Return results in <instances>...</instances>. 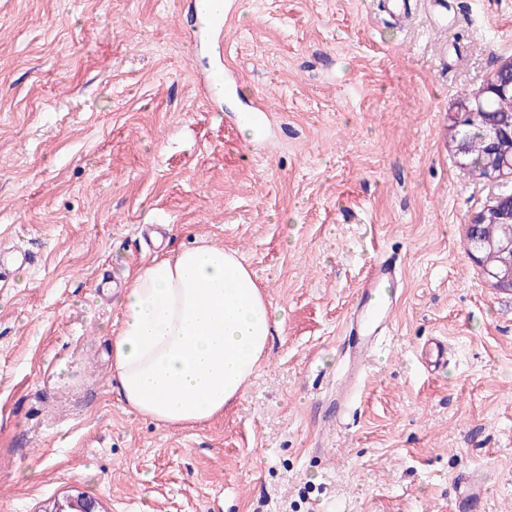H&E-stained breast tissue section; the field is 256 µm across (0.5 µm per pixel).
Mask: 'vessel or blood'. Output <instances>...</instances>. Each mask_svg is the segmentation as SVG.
I'll return each instance as SVG.
<instances>
[{"label": "vessel or blood", "instance_id": "vessel-or-blood-1", "mask_svg": "<svg viewBox=\"0 0 512 512\" xmlns=\"http://www.w3.org/2000/svg\"><path fill=\"white\" fill-rule=\"evenodd\" d=\"M234 8L235 0H225L223 12L200 18L198 36L211 42L216 53L224 51V32L231 23ZM235 83V78L218 65L200 79L198 92L202 98L212 101L220 91L230 89ZM401 283L400 267L395 260L384 256L367 266L359 282L347 317V325L354 337L345 351L348 359L346 378L350 387H360L366 382L367 360L391 331ZM483 490L482 471L476 470L465 476L457 488L461 512H467L469 505L482 497Z\"/></svg>", "mask_w": 512, "mask_h": 512}]
</instances>
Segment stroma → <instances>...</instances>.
<instances>
[{"instance_id": "stroma-1", "label": "stroma", "mask_w": 512, "mask_h": 512, "mask_svg": "<svg viewBox=\"0 0 512 512\" xmlns=\"http://www.w3.org/2000/svg\"><path fill=\"white\" fill-rule=\"evenodd\" d=\"M190 0H0V512H512V292L466 226L500 187L448 114L512 59V0H238L234 93L209 103ZM274 115L243 135L254 96ZM206 240L284 321L223 416L132 415L112 376L121 285ZM29 251L38 264L19 263ZM401 262L393 328L341 419L346 318ZM448 342V362L422 345ZM484 475L482 471L475 470L465 476L459 483L457 488V501L459 502V512L469 509V505L483 495ZM49 512H99L96 510V501L78 493L67 497L62 503L58 502Z\"/></svg>"}]
</instances>
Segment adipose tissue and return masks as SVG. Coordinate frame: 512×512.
Returning <instances> with one entry per match:
<instances>
[{"label": "adipose tissue", "mask_w": 512, "mask_h": 512, "mask_svg": "<svg viewBox=\"0 0 512 512\" xmlns=\"http://www.w3.org/2000/svg\"><path fill=\"white\" fill-rule=\"evenodd\" d=\"M112 337L130 411L172 427L206 422L243 394L282 325L236 252L201 242L140 267Z\"/></svg>", "instance_id": "obj_1"}]
</instances>
